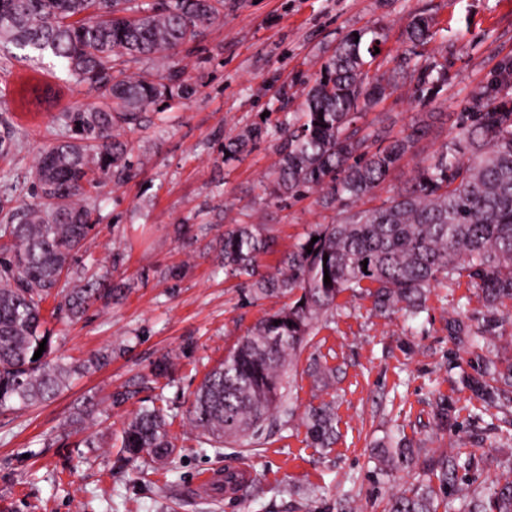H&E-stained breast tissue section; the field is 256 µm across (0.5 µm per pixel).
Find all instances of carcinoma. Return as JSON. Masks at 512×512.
Wrapping results in <instances>:
<instances>
[{"label": "carcinoma", "mask_w": 512, "mask_h": 512, "mask_svg": "<svg viewBox=\"0 0 512 512\" xmlns=\"http://www.w3.org/2000/svg\"><path fill=\"white\" fill-rule=\"evenodd\" d=\"M243 6L244 0H0V50L13 58L12 49L21 50L24 60L50 58L98 97L57 117L68 134L39 155L36 202L8 211L0 224V408L16 400L26 406L47 401L70 377L105 360L95 354L71 365L52 362L43 304L57 298L52 315L73 319L112 300L111 285L71 276L72 262L96 229L91 190L111 174L134 175L131 148L118 131L137 129L147 108L189 94L175 61L179 48L223 20L224 11ZM434 27L431 16L410 15L401 33L404 49L384 59L375 54L388 38L384 29L346 33L304 86L298 111L270 107L264 119L225 141L226 157H240L274 124L279 168L267 187L269 199L314 195L331 216L273 271L261 265L273 245L267 225L241 219L224 231V272L241 280L244 296L288 303L264 315L194 391L186 418L201 443L222 448L291 421V368L316 330L335 319L345 292H367L382 314L416 316L430 288L451 287L466 276L491 309L512 302V57L457 114L450 140L416 162L403 188L379 194L389 175L415 157L434 113L398 131L392 122L372 124L365 117L395 90L382 71L389 63L392 72L410 76L419 101L432 102L447 88L448 58L426 53L437 36ZM500 323L493 315L467 327L466 335L473 346L488 349ZM43 341L45 351L35 360ZM308 371L315 386L328 388L340 369L313 358ZM465 386L487 405L511 404L512 362L488 358ZM162 402L158 395L140 405L124 424L118 442L125 457L167 461L174 455ZM304 425L312 447H330L334 402L310 406ZM373 451L396 466L410 465L417 454L402 438ZM458 468V457H439L432 468L439 489L428 483L403 493L390 512H436L437 493L460 491ZM483 512H512L511 478L493 486Z\"/></svg>", "instance_id": "carcinoma-1"}]
</instances>
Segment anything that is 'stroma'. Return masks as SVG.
Returning <instances> with one entry per match:
<instances>
[{
  "label": "stroma",
  "instance_id": "35a3bbf8",
  "mask_svg": "<svg viewBox=\"0 0 512 512\" xmlns=\"http://www.w3.org/2000/svg\"><path fill=\"white\" fill-rule=\"evenodd\" d=\"M427 11L447 33L428 46L448 58V87L424 105L407 77L366 119L392 118L404 128L434 112L425 156L449 139L458 112L512 57V0H248L180 50L193 88L160 106L144 127L123 138L133 148L135 175L106 184L91 199L96 234L74 265L78 273L124 285L121 297L95 303L65 330L55 320L53 358L71 363L106 354L100 367L73 376L54 398L29 408L0 409V512H387L389 499L427 482L428 461L443 452L473 458L463 478L485 491L512 473V411L484 405L461 376H477L485 351L450 335L456 320L474 326L488 314L468 278L432 289L424 311L410 318L379 315L367 294L339 296L334 321L320 329L295 365V417L239 445L202 444L184 413L204 375L282 299L249 302L224 275V231L242 213L267 225L274 239L264 266L276 267L326 213L314 198L276 203L264 188L278 155L271 140L225 162L226 138L257 122L281 90L301 103V80L316 73L348 31L383 28L387 51L401 50L411 13ZM60 67L0 58V133L17 146L0 157V199L29 198L27 177L42 148L64 135L56 117L95 102ZM122 253L113 263V253ZM174 361L159 388L175 415L176 452L167 462L127 461L116 438L135 402L112 406L116 390L153 396L154 361ZM342 367L336 383L315 387L310 356ZM448 402V419L435 416ZM335 401L337 439L309 447L302 418L309 405ZM400 430L420 453L407 469L380 466L373 443ZM247 470L251 482L234 492L202 485V476Z\"/></svg>",
  "mask_w": 512,
  "mask_h": 512
}]
</instances>
